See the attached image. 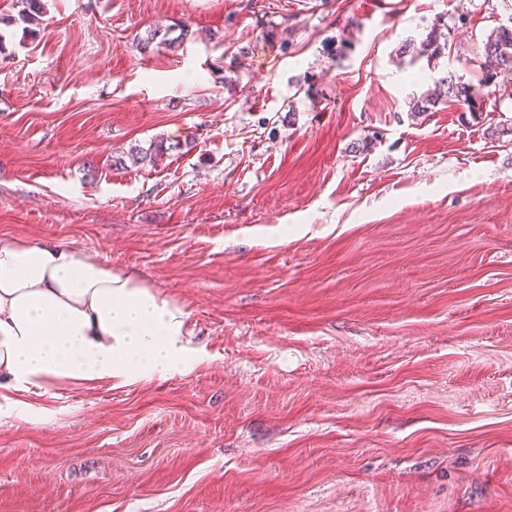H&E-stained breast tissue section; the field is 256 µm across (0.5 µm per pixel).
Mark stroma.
Instances as JSON below:
<instances>
[{
	"mask_svg": "<svg viewBox=\"0 0 512 512\" xmlns=\"http://www.w3.org/2000/svg\"><path fill=\"white\" fill-rule=\"evenodd\" d=\"M46 5L0 0V243L134 275L197 362L0 386V512H512V83L409 107L512 0ZM176 32L179 33L176 36H171V34ZM191 35L192 32L189 30L187 25L175 22L174 24L164 28L156 27L147 30L146 36L138 39L137 45L140 50L149 49L160 36V39L158 42H156L154 48L165 47L171 50L175 47H180V45L184 43ZM438 29L437 27H432L425 39L418 45L408 43L402 46L401 54L410 55L414 59L422 56L437 57L441 55L446 43H440L441 32H438ZM436 87L437 93L434 96L427 94L414 100L410 111L417 114L428 112L444 98L445 101L448 100V102L462 107L467 112L475 114L482 112L484 102L482 98L486 96L489 99L494 92L493 90H488L480 95L474 91L470 84L455 82L452 79L448 80V78H441L436 81ZM151 146L152 144L145 151L143 149H137L136 147L131 148L129 154L133 161L142 164H155L158 157L167 154L169 151L177 150L180 145L179 143H174L166 146V143L160 140L155 145Z\"/></svg>",
	"mask_w": 512,
	"mask_h": 512,
	"instance_id": "35a3bbf8",
	"label": "stroma"
}]
</instances>
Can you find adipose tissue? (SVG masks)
<instances>
[{
	"instance_id": "ef3b65f1",
	"label": "adipose tissue",
	"mask_w": 512,
	"mask_h": 512,
	"mask_svg": "<svg viewBox=\"0 0 512 512\" xmlns=\"http://www.w3.org/2000/svg\"><path fill=\"white\" fill-rule=\"evenodd\" d=\"M186 313L69 244L0 245V380L128 382L195 364Z\"/></svg>"
}]
</instances>
